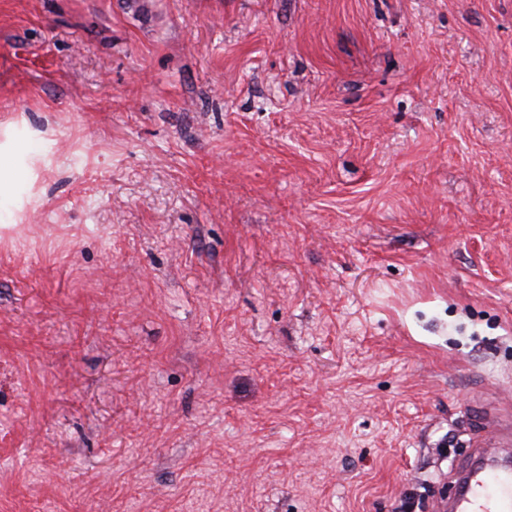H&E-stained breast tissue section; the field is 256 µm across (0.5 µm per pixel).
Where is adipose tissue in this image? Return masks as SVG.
<instances>
[{
  "instance_id": "obj_1",
  "label": "adipose tissue",
  "mask_w": 512,
  "mask_h": 512,
  "mask_svg": "<svg viewBox=\"0 0 512 512\" xmlns=\"http://www.w3.org/2000/svg\"><path fill=\"white\" fill-rule=\"evenodd\" d=\"M44 146L30 136L12 131L0 134V230L12 231L18 225L17 213L32 172L31 163L42 156Z\"/></svg>"
}]
</instances>
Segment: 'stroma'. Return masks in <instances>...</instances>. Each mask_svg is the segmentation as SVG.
Returning a JSON list of instances; mask_svg holds the SVG:
<instances>
[{"label":"stroma","instance_id":"obj_1","mask_svg":"<svg viewBox=\"0 0 512 512\" xmlns=\"http://www.w3.org/2000/svg\"><path fill=\"white\" fill-rule=\"evenodd\" d=\"M0 512H394L512 425V0H0ZM0 142V237L18 226L16 211H21V201L32 172L31 163L44 154L42 143L29 134L16 136L3 131Z\"/></svg>","mask_w":512,"mask_h":512}]
</instances>
